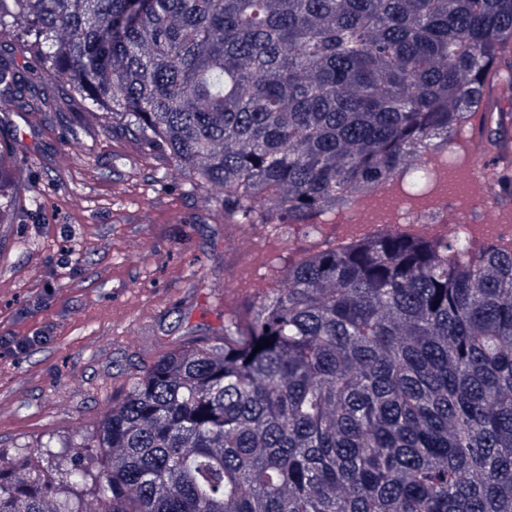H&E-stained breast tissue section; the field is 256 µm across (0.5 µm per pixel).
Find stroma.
<instances>
[{
	"label": "stroma",
	"instance_id": "1",
	"mask_svg": "<svg viewBox=\"0 0 512 512\" xmlns=\"http://www.w3.org/2000/svg\"><path fill=\"white\" fill-rule=\"evenodd\" d=\"M61 110L0 112L28 162L37 221L0 225V474L40 465L42 445L87 443L134 374L224 334V319L282 287L290 265L336 248L303 224H237L190 192L165 151ZM512 85L488 83L468 121L491 150L512 146ZM149 221L137 223L138 211Z\"/></svg>",
	"mask_w": 512,
	"mask_h": 512
}]
</instances>
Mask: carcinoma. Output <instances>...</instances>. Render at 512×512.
<instances>
[{"label": "carcinoma", "mask_w": 512, "mask_h": 512, "mask_svg": "<svg viewBox=\"0 0 512 512\" xmlns=\"http://www.w3.org/2000/svg\"><path fill=\"white\" fill-rule=\"evenodd\" d=\"M0 112L45 80L243 224L421 191L512 47V0H0ZM0 145V224L17 205ZM269 345L255 351L257 343ZM100 512H512V249L389 231L306 256L246 326L162 355L85 444ZM0 479V512H84Z\"/></svg>", "instance_id": "1"}]
</instances>
